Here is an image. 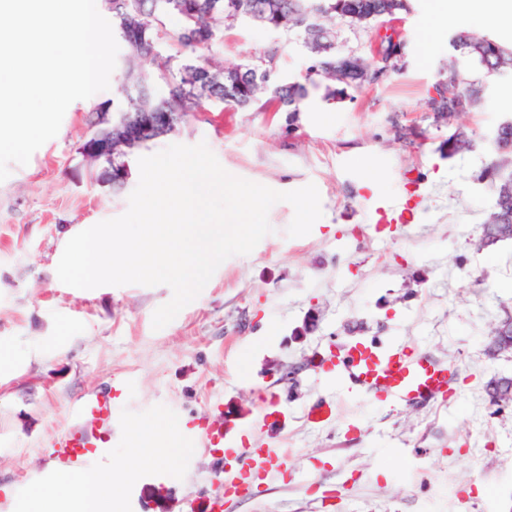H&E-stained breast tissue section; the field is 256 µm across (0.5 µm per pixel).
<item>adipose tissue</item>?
<instances>
[{"label":"adipose tissue","instance_id":"obj_1","mask_svg":"<svg viewBox=\"0 0 512 512\" xmlns=\"http://www.w3.org/2000/svg\"><path fill=\"white\" fill-rule=\"evenodd\" d=\"M512 12V0H498L497 12L485 11L481 0H438L437 25H462L482 19L492 24L498 12ZM128 455L120 467L117 480L104 474L89 472L74 478L58 474L55 481L36 487L22 506V512H122L119 482L136 477L140 467L151 463L164 465L174 449L153 422L133 425L127 436Z\"/></svg>","mask_w":512,"mask_h":512}]
</instances>
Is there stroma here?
Instances as JSON below:
<instances>
[{"label":"stroma","instance_id":"obj_1","mask_svg":"<svg viewBox=\"0 0 512 512\" xmlns=\"http://www.w3.org/2000/svg\"><path fill=\"white\" fill-rule=\"evenodd\" d=\"M395 29L406 42L390 80L348 89L339 102L312 92L296 127L274 108L188 114L143 145L118 190L97 182L79 147L89 100L74 101L56 137L0 182V501L19 505L50 482L49 444L74 400L121 377L129 392L114 418L111 469L127 455L132 424L223 419L267 448L290 452L282 481L254 485L225 512H512V402L491 405L484 386L512 376V353H487L493 327L512 315V241L480 248L494 193L478 175L488 151L449 156L446 124L426 101L448 58V31L430 25L435 0H414ZM273 56L288 79L308 59L294 37L239 23L200 60L221 65ZM460 124L477 131L512 109V79ZM206 143L225 170L277 191L315 184L322 215L291 237L294 208L272 206V231L224 261L200 295L156 330L165 285L77 289L60 282L63 242L77 225L122 215L140 157ZM404 195L405 223L370 232L367 204ZM404 338L458 369L446 398L420 405L340 403L318 427L305 404L330 392L319 368L339 342ZM277 394L276 423L253 426L257 390ZM356 427H349L351 416ZM214 469L202 449L144 467L124 486V512H178L201 497Z\"/></svg>","mask_w":512,"mask_h":512}]
</instances>
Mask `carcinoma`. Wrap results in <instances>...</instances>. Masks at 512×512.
Instances as JSON below:
<instances>
[{"label":"carcinoma","mask_w":512,"mask_h":512,"mask_svg":"<svg viewBox=\"0 0 512 512\" xmlns=\"http://www.w3.org/2000/svg\"><path fill=\"white\" fill-rule=\"evenodd\" d=\"M413 10V0H111L113 34L126 49L120 62L124 83L112 102L93 103L89 111L103 112L110 104L114 112L136 107L142 112H172L173 95L200 108L221 103L245 110L266 94L278 104L277 111L288 113L291 127L310 90L319 86L318 79L329 81L328 100L361 86L358 66L370 62L356 54L336 53L341 35L336 23L361 26ZM242 21L294 35L309 61L302 79H284L270 59L226 68L194 64L193 33L205 30L216 39ZM166 40L177 41L188 54L163 53L161 43ZM448 48V72L429 89L427 105L437 119L451 123L483 105L491 78L512 75V43L495 33L455 28L448 36ZM146 59L153 68L142 67ZM462 61L472 64L480 77H460ZM445 143L450 157L474 152L484 143L492 146L493 159L479 175L495 196L485 223L512 225V114L503 115L485 133L458 127ZM129 155L114 136L112 161L95 160L93 165L120 169L127 166Z\"/></svg>","instance_id":"carcinoma-1"}]
</instances>
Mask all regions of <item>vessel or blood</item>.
<instances>
[{
	"label": "vessel or blood",
	"mask_w": 512,
	"mask_h": 512,
	"mask_svg": "<svg viewBox=\"0 0 512 512\" xmlns=\"http://www.w3.org/2000/svg\"><path fill=\"white\" fill-rule=\"evenodd\" d=\"M403 219L404 206L398 199L374 202L368 211V224L373 229ZM323 368L341 396H365L398 405L443 397L453 374L448 364L432 361L399 338L383 348L363 338L349 340L342 348L330 351ZM127 390V383L116 379L72 405L68 428L51 444V469L78 475L110 457L113 412ZM193 438L197 447L215 453V488L203 504L182 499L180 512H224L226 497L242 492L250 476L260 474L274 480L288 471L286 451L254 446L223 426L196 429Z\"/></svg>",
	"instance_id": "vessel-or-blood-1"
}]
</instances>
